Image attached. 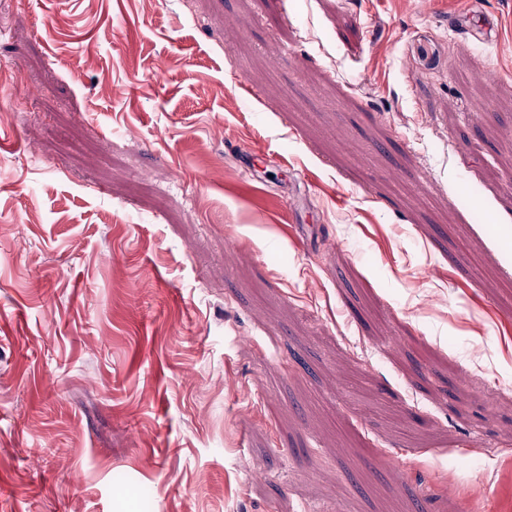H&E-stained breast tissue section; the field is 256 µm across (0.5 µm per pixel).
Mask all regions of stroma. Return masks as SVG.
I'll list each match as a JSON object with an SVG mask.
<instances>
[{"mask_svg": "<svg viewBox=\"0 0 512 512\" xmlns=\"http://www.w3.org/2000/svg\"><path fill=\"white\" fill-rule=\"evenodd\" d=\"M0 512H512V0H0Z\"/></svg>", "mask_w": 512, "mask_h": 512, "instance_id": "35a3bbf8", "label": "stroma"}]
</instances>
